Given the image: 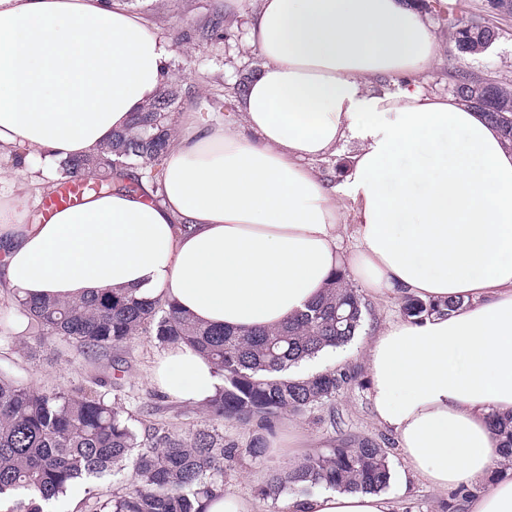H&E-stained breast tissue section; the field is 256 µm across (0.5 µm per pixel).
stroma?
<instances>
[{
    "label": "stroma",
    "instance_id": "1",
    "mask_svg": "<svg viewBox=\"0 0 512 512\" xmlns=\"http://www.w3.org/2000/svg\"><path fill=\"white\" fill-rule=\"evenodd\" d=\"M214 0H136L133 12L150 21L171 50V70L175 84L188 83L195 88V112L199 120L241 123L236 106L215 108L210 100L226 93L241 74L247 73L258 57L248 45L247 15L255 7L254 0L242 5H226L225 26L231 38L220 47H184L176 38L184 22H205ZM424 13L435 34L443 43L440 64L427 71L425 86L430 93L448 96L452 93L453 75L465 72L478 78H490L512 86V13L496 10L492 0H425ZM474 19L498 30L491 47L479 54L459 52L448 40V18ZM370 314L360 336L347 347L314 359L318 369H338L351 377L349 384L337 393L331 404L315 407L302 415L285 413L275 422L278 432L295 428L307 437L308 445L299 449L296 460L324 452L338 440L370 439L389 451L392 470L387 494L395 512H441L440 496L423 482L413 478L393 435L375 420L368 398L367 372L363 362L366 344L375 330L389 320L398 319V304H384L364 291ZM19 318L8 289L0 287V368L8 370L24 384L39 389L75 392L90 386L93 379L103 380V393L133 413L142 426L156 423L169 431L185 434L203 424L206 416L201 407L163 397L149 380L160 345L153 337L141 335L121 347L123 371L110 368L107 361L91 362L66 342L53 340L42 344L31 336L5 339L8 325ZM343 416L339 427H332L330 411ZM287 459L273 453L259 459L243 458L224 474V492L248 500L253 512H291L293 495L283 494L270 500L260 493L273 469L287 466Z\"/></svg>",
    "mask_w": 512,
    "mask_h": 512
}]
</instances>
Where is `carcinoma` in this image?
<instances>
[{
	"mask_svg": "<svg viewBox=\"0 0 512 512\" xmlns=\"http://www.w3.org/2000/svg\"><path fill=\"white\" fill-rule=\"evenodd\" d=\"M229 39L224 14L216 5L206 22L183 27L179 44L215 45ZM467 80L471 77L466 74L454 75L453 93L482 112L511 143L512 88L491 80L477 93L461 86ZM178 98L179 91L163 89L106 146L61 163L53 186L59 189L79 180L95 193L116 188L138 192L147 181L153 191L149 200L159 201ZM13 299L22 320L7 329L10 336L63 339L95 361L149 334L161 345L184 343L198 350L216 365L223 384L205 406V423L183 436L157 424L140 429L132 413L92 387L71 394L34 389L1 370L4 512H50L75 482L125 471L131 475L130 488L96 502L94 512H203V499L224 494L227 465L242 456L265 455L276 417L322 405L344 388L347 376L338 370L302 378L292 374V368L327 347L348 345L359 335L367 313L364 297L343 275L325 295L273 331L204 327L169 301L110 288L73 301L26 300L16 294ZM459 305L456 300L440 305L405 296L400 311L404 318L417 320ZM232 420L257 428L247 447L224 440V422ZM391 479L388 449L368 439L335 441L301 464L273 471L261 494L276 500L285 492L307 494L315 487L382 492ZM477 491L462 486L448 493L442 512H464Z\"/></svg>",
	"mask_w": 512,
	"mask_h": 512,
	"instance_id": "cac0c4a2",
	"label": "carcinoma"
}]
</instances>
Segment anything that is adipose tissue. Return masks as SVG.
Returning a JSON list of instances; mask_svg holds the SVG:
<instances>
[{
    "mask_svg": "<svg viewBox=\"0 0 512 512\" xmlns=\"http://www.w3.org/2000/svg\"><path fill=\"white\" fill-rule=\"evenodd\" d=\"M260 57L240 126L186 113L162 200L87 196L24 225L0 199V279L27 298L102 288L173 302L233 331L280 325L338 269L378 300L458 301L380 326L365 351L369 400L412 476L447 493L479 484L468 512H512L490 415L512 416V149L497 127L422 75L442 45L412 0H260ZM171 53L119 0H0V150L54 164L95 151L155 99ZM341 182L313 163L340 154ZM151 381L197 406L222 384L178 344ZM296 512H393L381 493L330 490Z\"/></svg>",
    "mask_w": 512,
    "mask_h": 512,
    "instance_id": "adipose-tissue-1",
    "label": "adipose tissue"
}]
</instances>
